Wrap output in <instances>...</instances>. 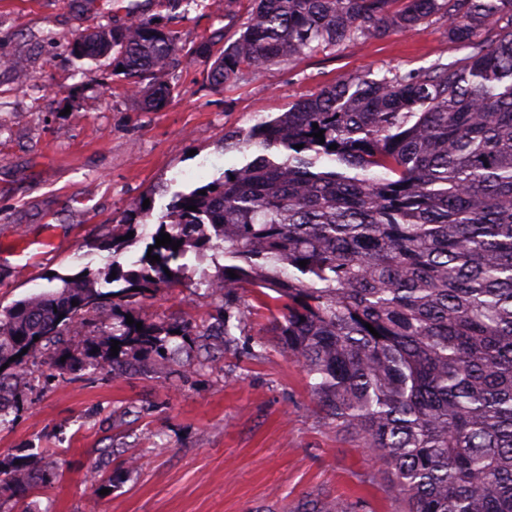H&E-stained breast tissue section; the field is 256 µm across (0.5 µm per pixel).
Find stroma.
I'll return each mask as SVG.
<instances>
[{"label": "stroma", "mask_w": 512, "mask_h": 512, "mask_svg": "<svg viewBox=\"0 0 512 512\" xmlns=\"http://www.w3.org/2000/svg\"><path fill=\"white\" fill-rule=\"evenodd\" d=\"M249 0H0V58L22 57L29 77L0 72V308L48 290L50 274L102 267L99 243L122 217L138 228L118 262L142 254L173 195L243 166L226 134L287 111L342 80L408 72L462 56L436 20L409 32L353 39L216 88L203 56L175 71L179 97L147 112L112 79L79 64L64 41L131 15L158 20L180 46L238 37ZM52 235L47 252H16ZM178 286L141 298L149 322L210 323L219 304L202 280L210 255L188 254ZM254 308L238 344L211 365L180 346L176 372L128 355L115 376L87 365L60 371L59 344L28 360L29 375L0 419V461L26 459L49 483L33 512H407L384 459L324 419L307 376Z\"/></svg>", "instance_id": "35a3bbf8"}]
</instances>
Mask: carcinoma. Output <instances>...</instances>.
I'll use <instances>...</instances> for the list:
<instances>
[{
	"label": "carcinoma",
	"instance_id": "1",
	"mask_svg": "<svg viewBox=\"0 0 512 512\" xmlns=\"http://www.w3.org/2000/svg\"><path fill=\"white\" fill-rule=\"evenodd\" d=\"M251 2L235 40L197 50L214 57L215 87L433 18L466 54L339 82L224 137L251 160L200 186L204 195L176 197L151 235L160 261L144 253L127 272L107 263L0 310V391L104 306L119 351L91 355L95 368L116 372L128 350L168 364L170 343L193 336L202 367L236 342L249 291L280 312L272 332L315 406L386 460L408 512H512V0ZM66 44L77 61L112 68L148 112L174 100L171 75L190 57L174 32L138 17ZM117 227L99 249L117 252L135 229ZM162 232L178 250L156 246ZM190 250L224 257L204 281L222 298V339L190 322L127 324L121 301L178 281ZM38 485L25 466L0 462V497L21 512Z\"/></svg>",
	"mask_w": 512,
	"mask_h": 512
}]
</instances>
